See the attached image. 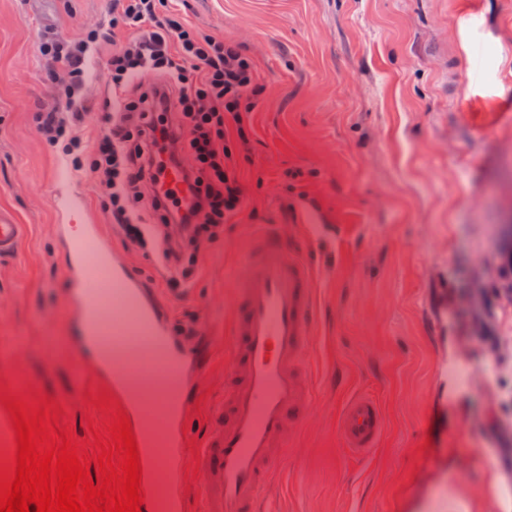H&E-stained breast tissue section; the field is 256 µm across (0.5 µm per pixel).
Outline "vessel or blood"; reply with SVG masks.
Segmentation results:
<instances>
[{
    "mask_svg": "<svg viewBox=\"0 0 512 512\" xmlns=\"http://www.w3.org/2000/svg\"><path fill=\"white\" fill-rule=\"evenodd\" d=\"M298 232L277 225L250 235L234 271L237 292L225 352L224 398L212 414L201 448L185 457L179 418L184 411L183 372L191 351L164 329L147 307L139 283L125 267L107 264L109 243L101 225L60 224L56 230L72 256V307L88 314L110 307V325L77 330L72 338L81 364L94 368L131 419L142 465L144 512H183L181 486L197 462L206 512H263L262 492L279 477L277 463L318 412L313 353L321 298L318 270L304 243L335 251L337 237L321 213L303 205ZM26 227L0 213V261L15 258ZM432 377L453 375L475 383L481 372L462 360L440 361ZM162 377L174 384L158 406L138 385ZM387 430L373 396L355 392L343 403L336 432L353 456H370Z\"/></svg>",
    "mask_w": 512,
    "mask_h": 512,
    "instance_id": "1",
    "label": "vessel or blood"
}]
</instances>
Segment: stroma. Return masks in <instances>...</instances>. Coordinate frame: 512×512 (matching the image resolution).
<instances>
[{
  "label": "stroma",
  "instance_id": "1",
  "mask_svg": "<svg viewBox=\"0 0 512 512\" xmlns=\"http://www.w3.org/2000/svg\"><path fill=\"white\" fill-rule=\"evenodd\" d=\"M113 2L0 0V212L28 227L19 256L0 264V384L54 398L77 439L103 427L90 402L102 381L70 340L71 259L53 232L101 225L172 326L214 339L182 421L192 456L224 388L241 246L257 225L288 224L305 194L349 223L341 256L311 254L324 295L320 415L279 463L280 512H436L451 481L500 512L484 477L512 465V405L424 373L442 358L477 364L512 336V0H182L190 21L253 57L266 88L239 168L246 207L203 252L188 296L167 289L150 253L111 224L95 183L71 177L61 147L35 131L61 87L45 75L41 32L109 19ZM61 193L79 209L58 206ZM352 388L386 413L367 460L336 434Z\"/></svg>",
  "mask_w": 512,
  "mask_h": 512
}]
</instances>
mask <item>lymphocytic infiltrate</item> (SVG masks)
Here are the masks:
<instances>
[{"label":"lymphocytic infiltrate","instance_id":"f902f5d3","mask_svg":"<svg viewBox=\"0 0 512 512\" xmlns=\"http://www.w3.org/2000/svg\"><path fill=\"white\" fill-rule=\"evenodd\" d=\"M107 23L73 35L46 31L43 58L62 71L63 106L36 131L63 145L75 178L94 177L103 207L131 243L151 251L170 288L191 287L201 253L246 205L237 168L250 152L247 116L263 92L250 57L190 23L178 0H118ZM98 74L107 113L92 144L74 133L91 88L86 64L104 42ZM194 197L159 196L169 164Z\"/></svg>","mask_w":512,"mask_h":512}]
</instances>
